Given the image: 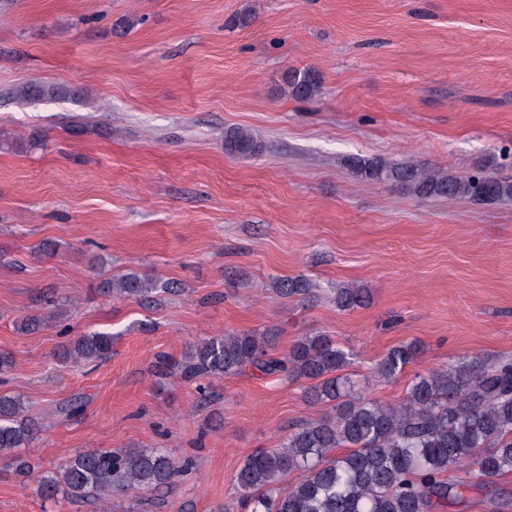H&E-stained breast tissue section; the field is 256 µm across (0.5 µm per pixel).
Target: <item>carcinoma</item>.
<instances>
[{"mask_svg":"<svg viewBox=\"0 0 512 512\" xmlns=\"http://www.w3.org/2000/svg\"><path fill=\"white\" fill-rule=\"evenodd\" d=\"M283 92L310 100L321 92L312 70L288 71ZM19 104L71 98L78 91L62 84L30 81L10 92ZM224 149L257 155L261 145L248 131L224 134ZM350 167L367 181H389L420 198H468L494 203L512 198V176L478 170L457 177L425 163L392 164L383 159L353 158ZM166 286L136 273L116 275L102 292L116 300L147 298ZM285 298L306 295L302 277L278 282ZM336 305L350 310L365 303L360 288H338ZM267 331L229 333L188 346L178 360H160L166 373L184 379L234 376L250 368L264 376L283 374L313 382V399L333 411L314 418L285 438L276 451L258 449L235 475L245 512H444L462 502L453 473L470 470L476 485L512 472V359L475 354L455 364L414 377L405 397L384 403L356 395V384L339 374L349 354L326 336H304L283 354L269 353ZM112 353V335L91 333L70 340L64 357L92 363ZM421 353L417 345L391 348L376 367L380 378L402 372ZM41 426L28 415L21 398L0 395V456L15 469L33 474L35 466L20 454L38 440ZM345 449L342 455L336 454ZM293 470L299 482L280 485ZM179 472L164 448L89 449L68 458L57 471L37 480L45 499L95 500L105 512L116 495L130 489L153 492L168 487Z\"/></svg>","mask_w":512,"mask_h":512,"instance_id":"carcinoma-1","label":"carcinoma"}]
</instances>
